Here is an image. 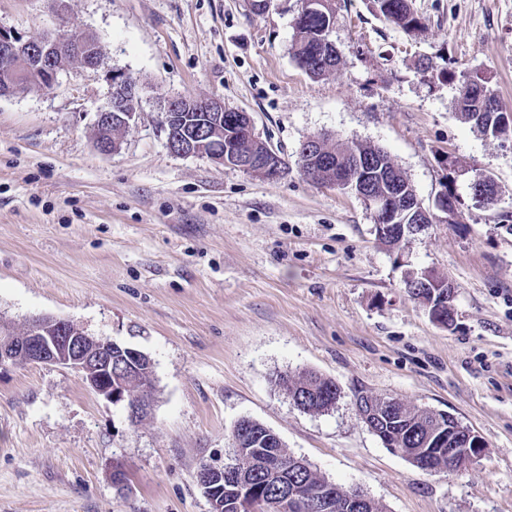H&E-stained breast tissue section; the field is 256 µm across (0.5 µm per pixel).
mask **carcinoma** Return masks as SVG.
Here are the masks:
<instances>
[{
  "instance_id": "cac0c4a2",
  "label": "carcinoma",
  "mask_w": 512,
  "mask_h": 512,
  "mask_svg": "<svg viewBox=\"0 0 512 512\" xmlns=\"http://www.w3.org/2000/svg\"><path fill=\"white\" fill-rule=\"evenodd\" d=\"M373 3L375 12L381 19L409 35L423 27L421 17L412 7V0H373ZM335 19V0H327V5L318 11L298 15L297 38L292 41V54L297 64L311 78L323 76L339 63V58L325 44ZM457 106L462 119L472 124L480 133H488L493 137L507 133V127L492 116V113L502 111L496 94L482 80L468 79L462 83ZM236 134L237 128L225 123L223 135L210 141L206 145V151L224 152V143ZM325 146L335 151L339 164L351 176L356 175L355 159L372 160L374 165L370 171L374 175L370 179L378 184L377 191H383L380 187L381 174L378 172L380 166L390 173L391 179L398 181L399 186H405L383 149L359 141L341 145L328 138L325 139ZM276 384L286 392L296 407L306 412L320 413L330 410L336 405L337 395L340 394V388L335 381L311 370H302L296 374L281 373L276 378ZM381 400L380 396H363L360 389L354 393V402L370 401L377 408L374 419L377 437L389 438L413 465L424 461H430L435 466L448 465V449L460 447L456 441L457 431L451 415L419 410L401 401L383 406ZM279 458L288 462V470L284 473L283 480L270 481L267 479V466ZM239 459L241 465L237 480L224 482L223 512H241L238 494L240 483L250 486L253 491V497L258 503L255 512H265L272 508L284 496L285 486L291 487L298 483H307L327 495H334V512H384L383 506L370 497L357 510H349L338 484L320 475L305 460L289 453L272 430L252 419L247 421Z\"/></svg>"
}]
</instances>
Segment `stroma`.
<instances>
[{
	"label": "stroma",
	"mask_w": 512,
	"mask_h": 512,
	"mask_svg": "<svg viewBox=\"0 0 512 512\" xmlns=\"http://www.w3.org/2000/svg\"><path fill=\"white\" fill-rule=\"evenodd\" d=\"M299 0H0V27L95 37L102 58L66 64L49 89L0 97V323L53 315L148 354L151 410L126 411L74 371H0V512H210L195 479L222 466L243 417L385 512H512V145L457 109L462 76L512 113V0H413L410 36L369 0H336L340 64L310 78L292 57ZM437 72H418L420 56ZM120 71L137 120L101 153L97 113ZM216 97L251 114L289 160L275 180L166 145L164 98ZM379 146L424 207L442 189L463 221L388 250L355 196L304 176L309 137ZM500 188L474 199L475 170ZM429 269L458 289L455 323L403 288ZM312 369L341 389L303 411L276 387ZM357 389L455 416L486 446L465 472L431 474L360 420ZM121 465L125 490L112 483Z\"/></svg>",
	"instance_id": "stroma-1"
}]
</instances>
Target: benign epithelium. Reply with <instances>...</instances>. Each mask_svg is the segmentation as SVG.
I'll list each match as a JSON object with an SVG mask.
<instances>
[{
  "mask_svg": "<svg viewBox=\"0 0 512 512\" xmlns=\"http://www.w3.org/2000/svg\"><path fill=\"white\" fill-rule=\"evenodd\" d=\"M80 61L85 68H96L100 63L98 42L87 36L82 39H67L46 34L37 40L25 39L11 30L0 28V97L12 93L19 79L38 88L52 87L61 71L60 62L65 58ZM112 95L108 104L99 111L97 127L113 123L126 130L136 119V111L129 108L137 98L138 89L134 81L122 72L112 73ZM224 100L219 98L169 97L163 107V127L169 134V149L180 155L203 154L204 133L216 131L227 120ZM206 112L209 121L196 128L186 129L178 124V113ZM238 127L237 139L224 147V153L213 155L210 160L224 167L243 171H259L274 180L284 172V158L273 147L266 144L255 131L251 116L238 112L231 119ZM323 138L311 137L303 141L297 152L301 171L317 182L334 187L358 197L371 212L379 236H395L404 239L424 229L433 222L436 212L448 214V190L438 194L434 210L426 209L416 194L376 195L345 179L336 168V160L322 153ZM473 195L485 200L499 201V187L487 178H475L471 182ZM405 288H428L430 293L424 301L429 318L440 325H453L456 289L454 283L432 271H410L404 278ZM148 355L121 345L107 337L89 336L82 329L70 327V321L54 316H44L33 323L27 336L18 338L5 332L0 334V370L20 363H41L63 369L74 370L85 380L88 388L114 404H123L129 417L138 420L148 412V405L138 399L131 385L136 381L134 361L145 360ZM463 447L448 450V470L464 472L485 447L483 438L466 428L462 430ZM237 465L224 462L216 467L209 463L199 466L196 474L198 485L208 490L220 474L231 475ZM291 503L303 512H331L335 508L331 497L309 490L305 485L292 487L282 504Z\"/></svg>",
  "mask_w": 512,
  "mask_h": 512,
  "instance_id": "obj_1",
  "label": "benign epithelium"
}]
</instances>
